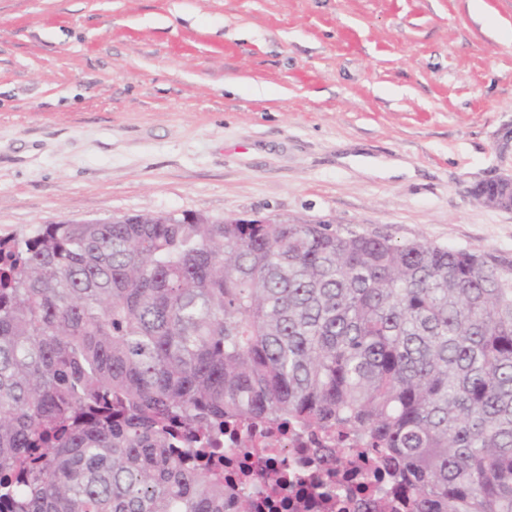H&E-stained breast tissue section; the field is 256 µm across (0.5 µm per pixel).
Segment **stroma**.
Instances as JSON below:
<instances>
[{
    "label": "stroma",
    "mask_w": 512,
    "mask_h": 512,
    "mask_svg": "<svg viewBox=\"0 0 512 512\" xmlns=\"http://www.w3.org/2000/svg\"><path fill=\"white\" fill-rule=\"evenodd\" d=\"M0 0V236L340 224L512 264V0ZM235 83V91L224 88ZM474 191L478 194H481L475 195L471 190V196L475 200L484 203L485 197V204L497 208H500V206L503 205V201L505 199L507 202L511 201L512 197V188L509 189L508 186L504 185L479 183L475 185Z\"/></svg>",
    "instance_id": "obj_1"
}]
</instances>
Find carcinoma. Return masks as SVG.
<instances>
[{"label":"carcinoma","mask_w":512,"mask_h":512,"mask_svg":"<svg viewBox=\"0 0 512 512\" xmlns=\"http://www.w3.org/2000/svg\"><path fill=\"white\" fill-rule=\"evenodd\" d=\"M485 204L512 188L479 183ZM0 237V512H253L179 427L351 435L409 512H512V265L340 224Z\"/></svg>","instance_id":"1"}]
</instances>
